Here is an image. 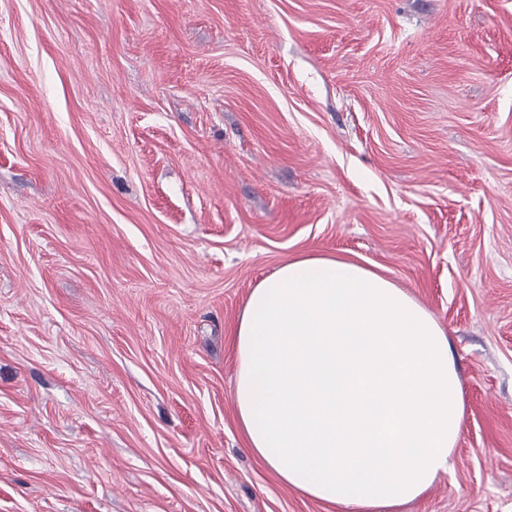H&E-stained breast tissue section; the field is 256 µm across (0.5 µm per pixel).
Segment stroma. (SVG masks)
<instances>
[{
    "label": "stroma",
    "mask_w": 512,
    "mask_h": 512,
    "mask_svg": "<svg viewBox=\"0 0 512 512\" xmlns=\"http://www.w3.org/2000/svg\"><path fill=\"white\" fill-rule=\"evenodd\" d=\"M303 254L448 330L463 432L403 512H512V0H0V512H332L231 397Z\"/></svg>",
    "instance_id": "stroma-1"
}]
</instances>
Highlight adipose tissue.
Here are the masks:
<instances>
[{"label":"adipose tissue","mask_w":512,"mask_h":512,"mask_svg":"<svg viewBox=\"0 0 512 512\" xmlns=\"http://www.w3.org/2000/svg\"><path fill=\"white\" fill-rule=\"evenodd\" d=\"M232 388L251 450L339 512H397L448 471L464 411L446 329L379 273L301 255L249 293Z\"/></svg>","instance_id":"1"}]
</instances>
